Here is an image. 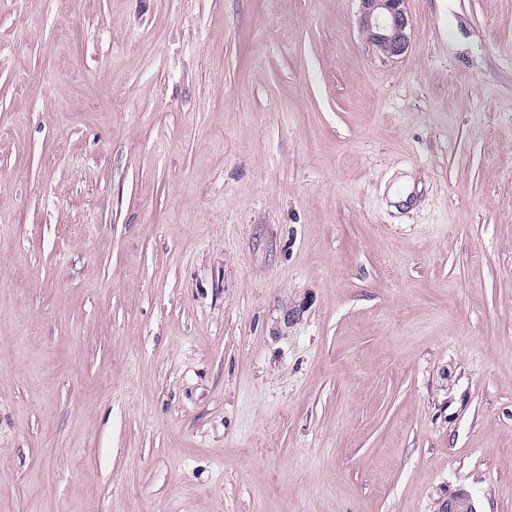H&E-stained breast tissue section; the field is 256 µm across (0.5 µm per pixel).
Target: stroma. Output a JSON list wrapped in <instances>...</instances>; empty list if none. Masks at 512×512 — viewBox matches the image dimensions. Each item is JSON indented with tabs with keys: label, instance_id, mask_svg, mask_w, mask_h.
Returning a JSON list of instances; mask_svg holds the SVG:
<instances>
[{
	"label": "stroma",
	"instance_id": "stroma-1",
	"mask_svg": "<svg viewBox=\"0 0 512 512\" xmlns=\"http://www.w3.org/2000/svg\"><path fill=\"white\" fill-rule=\"evenodd\" d=\"M0 0V512H512V0ZM359 28L366 42L382 57L403 56L410 44L411 24L405 0H356ZM439 512H477L472 495L465 489H458L451 498L441 503Z\"/></svg>",
	"mask_w": 512,
	"mask_h": 512
}]
</instances>
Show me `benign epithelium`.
I'll return each instance as SVG.
<instances>
[{"mask_svg": "<svg viewBox=\"0 0 512 512\" xmlns=\"http://www.w3.org/2000/svg\"><path fill=\"white\" fill-rule=\"evenodd\" d=\"M359 28L366 42L382 57L394 59L404 55L410 44L411 24L405 0H357ZM439 512H477L472 495L457 490L443 501Z\"/></svg>", "mask_w": 512, "mask_h": 512, "instance_id": "obj_1", "label": "benign epithelium"}]
</instances>
